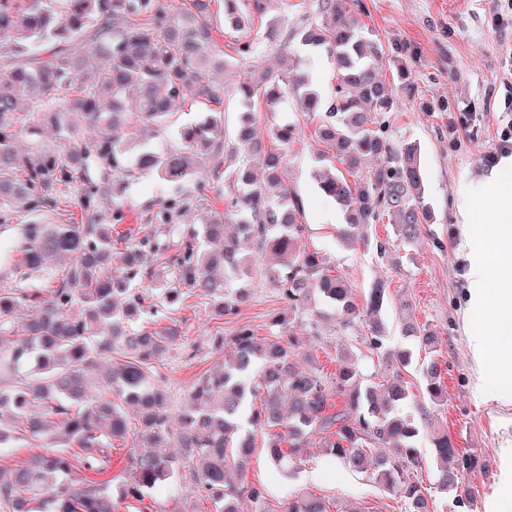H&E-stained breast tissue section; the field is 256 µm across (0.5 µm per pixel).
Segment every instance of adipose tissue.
I'll list each match as a JSON object with an SVG mask.
<instances>
[{
	"label": "adipose tissue",
	"instance_id": "1",
	"mask_svg": "<svg viewBox=\"0 0 512 512\" xmlns=\"http://www.w3.org/2000/svg\"><path fill=\"white\" fill-rule=\"evenodd\" d=\"M457 210L473 252L470 346L477 364L497 358L478 393L512 402V162L460 185Z\"/></svg>",
	"mask_w": 512,
	"mask_h": 512
}]
</instances>
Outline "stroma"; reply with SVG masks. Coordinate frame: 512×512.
Instances as JSON below:
<instances>
[{
    "instance_id": "35a3bbf8",
    "label": "stroma",
    "mask_w": 512,
    "mask_h": 512,
    "mask_svg": "<svg viewBox=\"0 0 512 512\" xmlns=\"http://www.w3.org/2000/svg\"><path fill=\"white\" fill-rule=\"evenodd\" d=\"M352 14L355 22L372 29L381 41L385 57L383 79L395 83L399 104L386 117V136L392 144L414 141L420 147L425 182V202L432 219L424 224L415 245L397 241L390 224L373 225L374 239L385 242L387 252L342 243L336 234V218L342 209L318 191L314 173L320 162L317 128L325 120L322 112L306 114L293 96H285L276 113L255 107L259 132L269 123L288 122L298 128L288 148L285 178L304 202L305 231L301 245L324 255L333 273L350 284L356 301H364L374 280L387 284V320L391 327L385 346L397 350L410 341L397 328L400 315L412 314L438 337L435 356L448 402L438 412L458 448L483 457L485 471L465 472L466 483L475 490L474 502H455L437 493L438 470L427 440H420V465L415 472L424 488L430 512H485L486 499L499 489L502 451L512 448V403L478 396L477 367L469 345L466 314L470 302L469 270L472 253L457 220L458 188L479 183L491 172L484 165L486 154L498 151L508 121L512 120V0H359ZM189 107L176 103L168 127L153 131L129 123L125 138L130 143L148 141L153 147L174 149L176 131L188 118ZM172 192L156 176L143 174L128 179L123 191L101 199L102 223L112 221L114 207H123L125 227L146 234L151 226L150 210ZM30 220L23 206H16L11 224L0 226V288H22L51 297V275L64 265L49 261L44 270L21 273L19 250L22 228ZM266 260L257 257L253 270L242 282L247 298L235 314L223 316L209 300L188 295L173 308L148 319L147 327L158 330L177 326L181 338L160 359V383L167 393L168 410L178 416L193 383L203 373L219 369L224 350L215 337L232 336L240 326H249L257 336L276 340L273 325L277 314L287 311L279 290L265 270ZM301 341L300 355H313L321 372L333 375L342 349L362 355L366 374L382 376L389 369L370 351L363 335L342 332L336 319L293 325ZM128 444L115 442L103 475L115 512H213L208 495L189 478L161 486L144 501L123 498ZM325 471L320 483L308 482L313 467ZM236 482L263 486L271 512H281L285 490L309 492L322 497L331 512H406L403 500L385 493L318 446L305 452L293 473L276 469L263 446H256L244 469H231Z\"/></svg>"
}]
</instances>
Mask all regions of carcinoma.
<instances>
[{
    "label": "carcinoma",
    "mask_w": 512,
    "mask_h": 512,
    "mask_svg": "<svg viewBox=\"0 0 512 512\" xmlns=\"http://www.w3.org/2000/svg\"><path fill=\"white\" fill-rule=\"evenodd\" d=\"M172 12L164 0H0V224L22 203L32 220L23 227L21 252L28 269L50 256L69 260L51 290V298L22 289H0V448L45 437L62 439L80 449V468L101 474L112 442L144 438L146 449L128 455L126 496L142 501L171 483L185 468L195 485L211 497L215 512H240L246 498L252 512H268L263 489L227 479V468L252 454L257 434H267L272 463L288 471L301 463L306 444L317 437L325 452L382 490L403 498L408 512H429L427 499L411 468L418 462L420 427L399 411L411 394L398 371L379 380L366 376L357 353L343 350L336 375L327 380L320 369L295 361L297 319L333 315L345 332L364 327L369 348L386 364L404 368L411 350L383 349L387 323L384 282H375L358 304L347 280L330 274L315 251L301 250L304 210L298 195L281 181L288 145L298 135L293 124L268 129V144L255 138V103L271 112L283 93L295 95L306 112L323 108L322 95L300 66L286 73L260 68L256 60L269 48L296 44L326 51L336 61V99L326 107L328 121L319 125L322 154H331L348 172L365 161L380 163L361 179L325 170L317 187L345 210L338 230L346 241L373 244L371 226L387 220L406 245L417 242L431 219L425 202L420 148L409 141L395 147L373 129L397 106L396 88L383 80V47L375 33L351 20L358 0H312L286 19L264 14V0H224V20L244 37L234 55L213 48L209 23L212 0H180ZM90 56L105 61L97 76L82 77ZM249 70L235 89L243 109L236 131L243 156L229 168L224 140V110L229 88L213 79L216 69ZM36 95L28 110L19 100ZM192 100L205 111L178 129L181 147L158 151L141 147L129 154L122 126L130 119L164 127L177 100ZM69 112L83 114L85 133L72 139L65 123ZM40 122L65 132L64 151L16 152L24 127ZM262 157L265 182L258 183L250 157ZM210 183L228 181L236 191L224 211L205 224L180 227L182 217L199 199L177 195L165 199L149 221L154 238L137 240L118 233L125 220L121 207L112 223L96 221L105 192L124 185L136 171L166 183L180 184L200 173ZM76 192L87 215L84 224H53L48 216ZM179 231L177 251L169 261L172 281L155 299L138 286L152 278L141 263L149 249L166 252V236ZM250 241L267 258L268 270L287 302L288 316L275 320L284 342H270L242 326L226 343L224 368L202 374L180 412L178 436L183 453L171 450L166 395L155 382L159 359L176 344L173 328L149 330L133 323L171 306L191 290L213 300L224 314H234L245 293L227 288L251 274V260L240 251ZM125 248L126 271L109 272L112 247ZM39 305L33 319L20 325L13 315L22 305ZM404 336L424 347L430 361L423 369L424 392L432 411L445 402V388L435 360L436 336L404 320ZM114 356L121 366L105 376L107 394L88 395L101 363ZM344 399L345 410L327 412L328 399ZM278 429L276 433L266 430ZM439 467L437 490L458 499L474 498L460 470L485 466L474 454L459 452L448 430L427 428ZM288 442V450L282 443ZM0 512H112L104 481L78 475L63 451L39 453L12 469L0 471ZM284 512H330L326 502L302 493L288 499Z\"/></svg>",
    "instance_id": "carcinoma-1"
}]
</instances>
